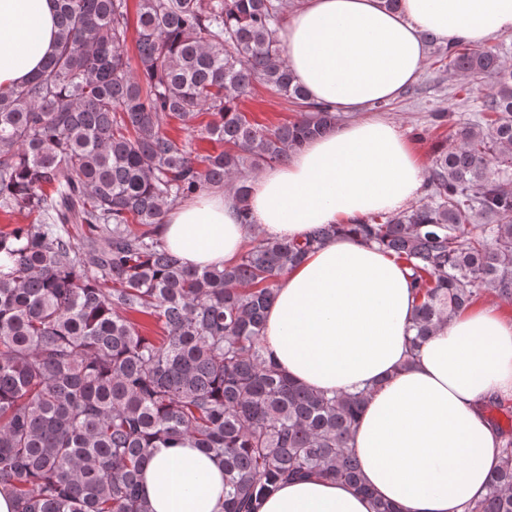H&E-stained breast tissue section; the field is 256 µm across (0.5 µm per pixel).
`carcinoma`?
Segmentation results:
<instances>
[{
    "mask_svg": "<svg viewBox=\"0 0 512 512\" xmlns=\"http://www.w3.org/2000/svg\"><path fill=\"white\" fill-rule=\"evenodd\" d=\"M54 4L55 51L0 90V206L35 215L0 234V486L16 512H150L144 466L186 441L224 465V512H259L289 479L368 493L348 440L372 388L328 395L272 362L273 283L332 238L378 245L411 272L412 357L484 291L511 304L512 66L425 34L439 67L492 92L434 151L423 198L300 241L256 235L234 264L200 270L162 240L165 210L229 185L248 219L253 175L347 115L295 81L281 0H139L133 29L128 0ZM257 83L299 119L251 122L241 104ZM203 112L201 137L224 149L198 157L163 125ZM71 224L86 228L80 245ZM497 431L498 463L466 512H512V430Z\"/></svg>",
    "mask_w": 512,
    "mask_h": 512,
    "instance_id": "obj_1",
    "label": "carcinoma"
}]
</instances>
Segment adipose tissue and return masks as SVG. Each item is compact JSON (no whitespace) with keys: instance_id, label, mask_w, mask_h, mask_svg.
Returning a JSON list of instances; mask_svg holds the SVG:
<instances>
[{"instance_id":"1","label":"adipose tissue","mask_w":512,"mask_h":512,"mask_svg":"<svg viewBox=\"0 0 512 512\" xmlns=\"http://www.w3.org/2000/svg\"><path fill=\"white\" fill-rule=\"evenodd\" d=\"M474 45L512 34V0H296L279 34L309 99L351 121L307 141L255 180L251 223L232 192L210 190L169 208L160 235L184 264L233 262L252 232L300 238L354 224L422 193L425 167L393 122L367 116L422 72L423 33ZM51 0H0V88L21 83L57 42ZM265 346L289 377L314 389L375 390L350 442L372 497L338 480L284 485L261 512H464L481 499L500 437L484 411L512 398V317L480 303L461 311L407 361L415 291L409 271L377 246L330 240L281 275ZM141 488L152 512H223L224 469L188 446L156 449Z\"/></svg>"}]
</instances>
